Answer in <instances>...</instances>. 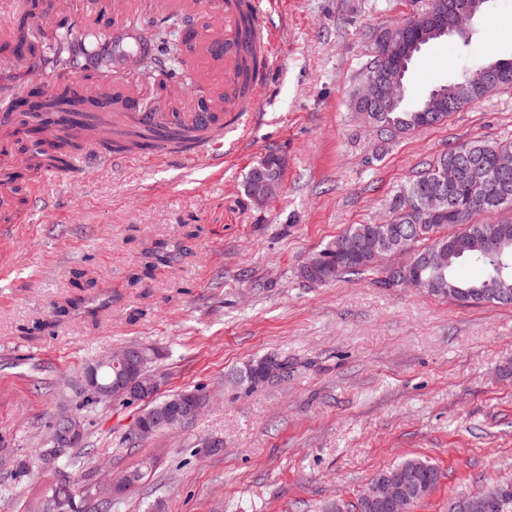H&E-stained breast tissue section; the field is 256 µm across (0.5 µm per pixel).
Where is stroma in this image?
<instances>
[{"mask_svg":"<svg viewBox=\"0 0 512 512\" xmlns=\"http://www.w3.org/2000/svg\"><path fill=\"white\" fill-rule=\"evenodd\" d=\"M425 0H283L280 64L255 98L242 154L215 172L87 166L46 172L30 223H0V512H47L52 474L15 488L59 416L83 415L88 453L71 477L94 508L110 477L150 459L114 512H323L351 508L373 474L420 457L442 475L410 512L512 478V305L461 306L370 276L317 287L299 265L351 224H378L415 171L469 140L512 139V88L447 123L379 141L350 106L375 30ZM470 44L423 48L407 76L416 102L468 63L512 55V0H493ZM269 150L283 192L246 195ZM164 242L171 260L148 268ZM131 343L154 348L163 393L208 404L181 428L129 448L139 402L85 407L84 367ZM288 356V381L246 393L228 381L249 361ZM223 447H215V440ZM268 154H270V152L264 154L259 161L264 162V160L266 159ZM259 161H257L256 164L253 165L251 167V169L249 170V172L246 176L245 186H246L247 195L249 197H251V200L253 201V203L256 206L262 207L272 196H274L282 191V189H283V170L278 177L266 180L263 183L261 189L257 193H255L253 196H251L252 192L256 186V182H255L254 178L252 177V173H253L254 168L261 165V163Z\"/></svg>","mask_w":512,"mask_h":512,"instance_id":"35a3bbf8","label":"stroma"}]
</instances>
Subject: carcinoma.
<instances>
[{"label":"carcinoma","instance_id":"carcinoma-1","mask_svg":"<svg viewBox=\"0 0 512 512\" xmlns=\"http://www.w3.org/2000/svg\"><path fill=\"white\" fill-rule=\"evenodd\" d=\"M455 0H427L421 10L417 24L420 29L439 23L450 26L455 22ZM137 30L133 29L124 37L105 42L98 36H84L81 47H76L68 33L57 40L53 52L47 57L51 64L73 62L80 56L98 60L105 66L121 59L126 53L138 48ZM257 56L249 49L243 59L242 95L254 93L249 85L248 74L255 66ZM496 62L509 67L508 79L512 81V57L487 60L464 69L459 76L437 87L446 91L436 103L433 112L437 124L447 121L455 112L483 99L502 85L485 80H476L477 73ZM431 100L426 96L419 103L410 106L401 101L392 109L379 113L381 121L391 132L392 140L420 130L413 122L416 111L424 108ZM94 103L87 95H51L47 100L32 104L34 112L20 113L18 124L26 126L34 120L39 125H48L43 118L45 112H70L77 106ZM146 139L139 131H128L113 140L120 149L141 145ZM16 145L25 153L38 159V165L63 170L68 166L66 152H51L36 135L16 140ZM512 157V141L473 140L456 145L440 155L428 167L410 177L388 201L389 216L381 224H351L336 239L311 254L300 266L299 277L308 284L326 285L349 275H376L375 283L383 288H399L404 280L418 276L422 290L438 297L451 299L461 305L478 302L498 303L496 296L504 294L512 304V221L489 222L480 219L485 213L512 208V198L502 202L494 195V184L490 167L500 157ZM450 166L462 171L460 180L448 187L440 184L441 172ZM433 189L441 192L445 199L454 202L453 213L443 212L438 217L426 214L420 206L423 193ZM437 255L442 263L436 272L422 270L415 265V259L422 253ZM398 254L410 255V261L401 265H388L386 258ZM484 267V276L479 280L465 278L461 267L465 263ZM268 364L276 365L285 376L294 372V363L286 356L269 355L248 363L243 370L231 375L232 386L246 392L262 386L263 369ZM201 396L200 390L182 391L147 401L142 415L150 418L167 412L171 406L186 394ZM408 469L431 493L441 480L437 467L418 458H408L400 463L378 470L372 479L384 474Z\"/></svg>","mask_w":512,"mask_h":512}]
</instances>
